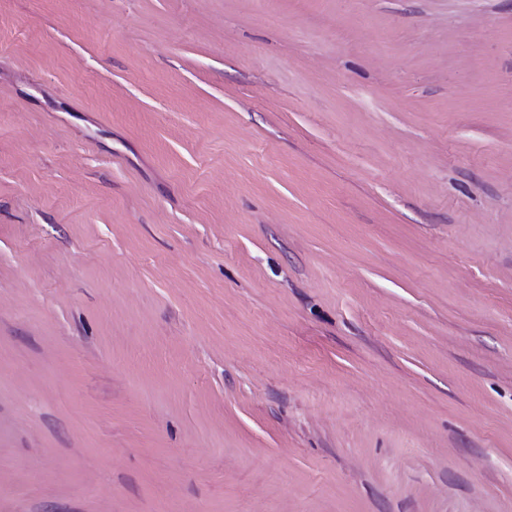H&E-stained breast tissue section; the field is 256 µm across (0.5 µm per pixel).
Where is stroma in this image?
I'll return each instance as SVG.
<instances>
[{"label":"stroma","mask_w":512,"mask_h":512,"mask_svg":"<svg viewBox=\"0 0 512 512\" xmlns=\"http://www.w3.org/2000/svg\"><path fill=\"white\" fill-rule=\"evenodd\" d=\"M0 512H512V0H0Z\"/></svg>","instance_id":"35a3bbf8"}]
</instances>
